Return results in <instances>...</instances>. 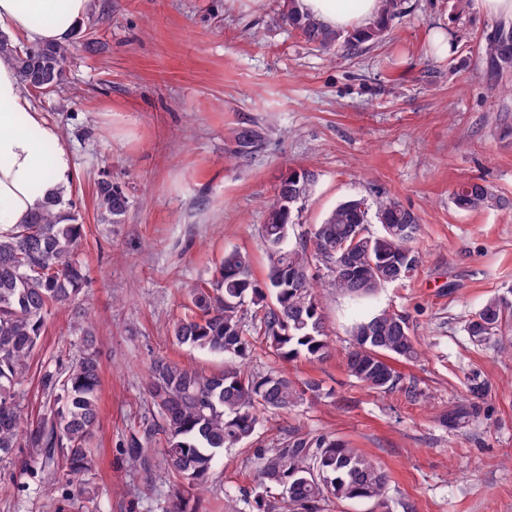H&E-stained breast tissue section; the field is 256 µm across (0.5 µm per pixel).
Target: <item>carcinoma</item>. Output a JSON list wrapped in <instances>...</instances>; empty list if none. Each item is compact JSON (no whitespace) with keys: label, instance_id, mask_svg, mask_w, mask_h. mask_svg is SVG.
<instances>
[{"label":"carcinoma","instance_id":"obj_1","mask_svg":"<svg viewBox=\"0 0 512 512\" xmlns=\"http://www.w3.org/2000/svg\"><path fill=\"white\" fill-rule=\"evenodd\" d=\"M405 13V0H384L379 22L363 31L339 32L300 13L297 0H288L280 20L310 44L355 52L381 38ZM480 49L490 79L511 71L512 26L497 24ZM0 54L13 57L20 80L30 89L55 92L66 83L67 44L17 47L1 36ZM227 137L237 155L262 146L261 136L249 127L233 128ZM315 178L307 169H291L282 177L261 225L262 279L253 275L251 255L232 249L219 262L214 287L188 292L187 312L175 322L172 338L224 356V371L206 375L167 358L149 368L156 420L131 433L121 455L135 470L166 474L171 483L166 512H199L200 493L221 451L249 441L263 415L286 412L306 395L321 394L314 380L300 385L281 370L249 371L251 335L263 337L282 362L320 360L329 348L330 329L316 272L325 271L336 291L363 299L410 278L422 263L413 246L417 215L381 194L339 203L310 237L291 242L293 212ZM452 200L463 211L502 204L487 185L473 179L459 183ZM127 208L125 191L100 179L98 222L119 224ZM374 219L382 225L378 234L367 229ZM82 236L75 213L53 197L29 223L0 237V456L13 454L23 441L44 466H54V479L67 487L95 465L88 447L100 415L95 355L86 352L62 378L43 375V389L58 395L50 413L36 423L24 414L16 386L29 370L49 312L74 303L89 282V269L77 258ZM510 314L507 299L493 297L469 315L465 330L472 340L486 341ZM350 337L346 369L374 392L396 389L400 374L395 363L418 356L408 321L395 312L374 313L355 323ZM253 458V466L242 472L250 490L239 497L224 490L226 512H327L330 503L345 500L388 507L389 473L340 438L296 432L280 448L254 449Z\"/></svg>","mask_w":512,"mask_h":512}]
</instances>
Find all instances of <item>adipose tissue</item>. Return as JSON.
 <instances>
[{
	"label": "adipose tissue",
	"instance_id": "obj_1",
	"mask_svg": "<svg viewBox=\"0 0 512 512\" xmlns=\"http://www.w3.org/2000/svg\"><path fill=\"white\" fill-rule=\"evenodd\" d=\"M91 0H0V35L29 44H68ZM300 12L325 28L352 31L383 15V0H297ZM52 145L45 156L44 145ZM75 177L59 128L44 119L23 87L14 62L0 57V236L28 223L49 197L67 196Z\"/></svg>",
	"mask_w": 512,
	"mask_h": 512
}]
</instances>
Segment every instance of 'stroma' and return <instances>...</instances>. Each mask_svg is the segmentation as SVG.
<instances>
[{
  "instance_id": "obj_1",
  "label": "stroma",
  "mask_w": 512,
  "mask_h": 512,
  "mask_svg": "<svg viewBox=\"0 0 512 512\" xmlns=\"http://www.w3.org/2000/svg\"><path fill=\"white\" fill-rule=\"evenodd\" d=\"M406 5L382 40L351 55L276 22L283 0H92L64 90L34 95L73 155L68 197L90 280L82 316H47L17 389L30 420L49 414L43 373L81 358L93 328L101 415L90 440L96 466L79 484L97 512H163L161 475L149 480L118 461L126 436L154 417L148 368L164 357L223 370L222 357L173 344L172 325L187 289L213 282L225 251H248L262 273L264 204L292 168L316 175L296 234L344 200L381 192L417 215L423 263L366 300L320 280L334 331L323 359L284 365L256 343L251 369L283 366L296 381H320L325 395L268 416L220 455L201 512H224V490L240 485L253 450L281 447L295 429L342 438L384 467L392 512H512V316L481 343L463 329L489 298L512 292V96L487 82L478 49L497 19L477 0ZM439 35L448 53L437 51ZM86 37L97 51L85 50ZM244 121L265 144L238 156L225 133ZM105 170L130 199L119 224L96 219ZM468 179L483 180L502 206L456 209L450 194ZM381 310L408 318L420 355L398 364L396 391L379 395L344 359L353 323ZM0 512L79 509L49 472L4 458Z\"/></svg>"
}]
</instances>
